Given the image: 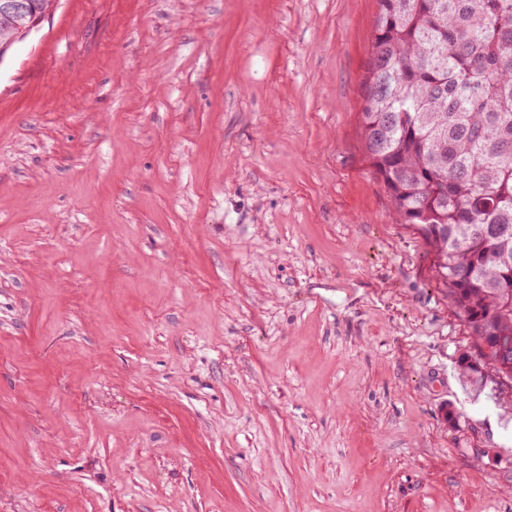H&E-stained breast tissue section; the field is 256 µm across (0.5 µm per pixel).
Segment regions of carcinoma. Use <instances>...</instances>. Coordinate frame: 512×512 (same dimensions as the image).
<instances>
[{"mask_svg": "<svg viewBox=\"0 0 512 512\" xmlns=\"http://www.w3.org/2000/svg\"><path fill=\"white\" fill-rule=\"evenodd\" d=\"M363 89L366 155L397 218L434 249L476 350L512 377V0H379Z\"/></svg>", "mask_w": 512, "mask_h": 512, "instance_id": "obj_1", "label": "carcinoma"}]
</instances>
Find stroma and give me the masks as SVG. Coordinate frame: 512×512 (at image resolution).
Listing matches in <instances>:
<instances>
[{"mask_svg":"<svg viewBox=\"0 0 512 512\" xmlns=\"http://www.w3.org/2000/svg\"><path fill=\"white\" fill-rule=\"evenodd\" d=\"M377 12L59 0L0 60V512H512L364 151Z\"/></svg>","mask_w":512,"mask_h":512,"instance_id":"1","label":"stroma"}]
</instances>
